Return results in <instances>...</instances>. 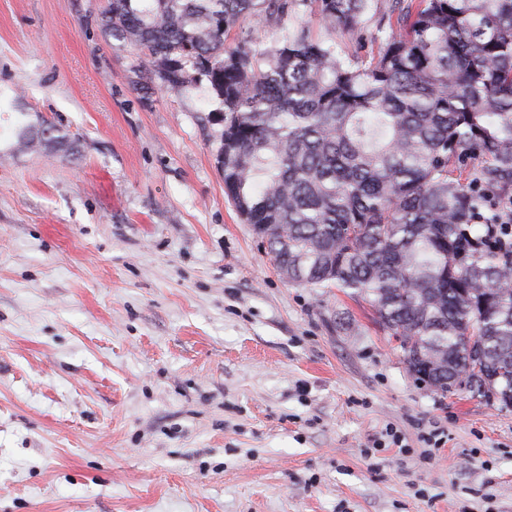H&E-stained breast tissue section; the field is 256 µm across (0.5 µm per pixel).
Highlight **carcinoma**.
Segmentation results:
<instances>
[{"label": "carcinoma", "instance_id": "1", "mask_svg": "<svg viewBox=\"0 0 512 512\" xmlns=\"http://www.w3.org/2000/svg\"><path fill=\"white\" fill-rule=\"evenodd\" d=\"M297 0H111L105 28L161 84L222 105L224 193L288 281L362 299L408 371L512 409V0H394L369 63L293 23ZM362 35L371 0H313ZM287 30L256 49L229 29ZM19 150L59 151L23 121Z\"/></svg>", "mask_w": 512, "mask_h": 512}]
</instances>
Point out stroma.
Segmentation results:
<instances>
[{"instance_id":"obj_1","label":"stroma","mask_w":512,"mask_h":512,"mask_svg":"<svg viewBox=\"0 0 512 512\" xmlns=\"http://www.w3.org/2000/svg\"><path fill=\"white\" fill-rule=\"evenodd\" d=\"M109 2L0 0V512H512V410L282 277L218 100L149 79ZM19 111L73 154L14 150Z\"/></svg>"}]
</instances>
